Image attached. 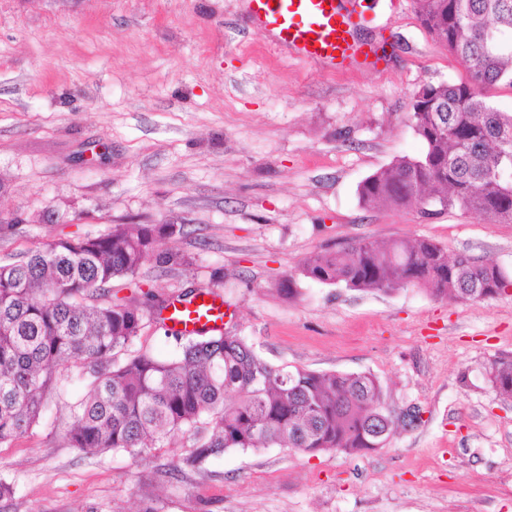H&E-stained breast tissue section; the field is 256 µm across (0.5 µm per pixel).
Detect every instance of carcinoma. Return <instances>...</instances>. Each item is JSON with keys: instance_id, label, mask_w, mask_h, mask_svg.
I'll return each mask as SVG.
<instances>
[{"instance_id": "carcinoma-1", "label": "carcinoma", "mask_w": 512, "mask_h": 512, "mask_svg": "<svg viewBox=\"0 0 512 512\" xmlns=\"http://www.w3.org/2000/svg\"><path fill=\"white\" fill-rule=\"evenodd\" d=\"M421 24L464 63L468 79L420 88L410 118L424 145L358 186L366 207L424 212L460 206L491 223H512V113L485 91L512 86V0H414ZM175 224H113L104 233L58 238L0 264V446L41 419L48 396L75 367L88 391L65 433L89 452L133 456L193 440L187 466L213 455L279 447L303 454L356 455L385 446L394 414L380 381L366 373L276 366L243 338L222 332L190 339L160 359L142 349L118 354L146 319L164 325L171 298L146 293L145 307L112 302V281L142 265L190 266L177 252H155ZM304 278L354 291L417 287L434 298L486 301L512 289V274L491 261L448 258L426 239L385 245L358 240L305 259ZM489 381L512 399V355L495 358Z\"/></svg>"}]
</instances>
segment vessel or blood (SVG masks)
I'll return each instance as SVG.
<instances>
[{
    "label": "vessel or blood",
    "mask_w": 512,
    "mask_h": 512,
    "mask_svg": "<svg viewBox=\"0 0 512 512\" xmlns=\"http://www.w3.org/2000/svg\"><path fill=\"white\" fill-rule=\"evenodd\" d=\"M254 30L301 59L332 69L375 70L385 62L380 46L364 39V11L352 0H247ZM224 302L212 293L173 301L164 313L167 328L192 336L221 328Z\"/></svg>",
    "instance_id": "1"
}]
</instances>
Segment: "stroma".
Masks as SVG:
<instances>
[{"mask_svg":"<svg viewBox=\"0 0 512 512\" xmlns=\"http://www.w3.org/2000/svg\"><path fill=\"white\" fill-rule=\"evenodd\" d=\"M363 5L380 72L299 60L254 33L245 0H0V263L113 224L180 225L156 249L192 267L148 260L113 300L213 289L224 331L266 361L371 373L395 413H421L357 455L229 451L177 471L190 439L138 458L68 447L74 373L0 447L14 491L0 512H512V402L486 377L512 354V291L279 290L304 258L359 239L424 237L512 273V224L360 205L367 176L423 151L413 94L467 75L413 0Z\"/></svg>","mask_w":512,"mask_h":512,"instance_id":"obj_1","label":"stroma"}]
</instances>
